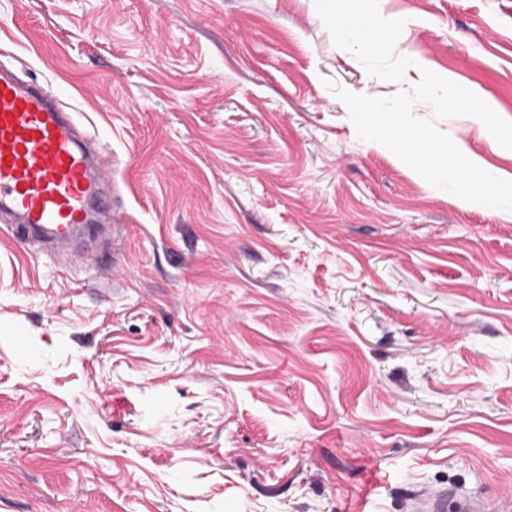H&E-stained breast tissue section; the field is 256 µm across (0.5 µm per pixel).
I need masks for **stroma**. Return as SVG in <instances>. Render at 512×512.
I'll list each match as a JSON object with an SVG mask.
<instances>
[{
    "label": "stroma",
    "mask_w": 512,
    "mask_h": 512,
    "mask_svg": "<svg viewBox=\"0 0 512 512\" xmlns=\"http://www.w3.org/2000/svg\"><path fill=\"white\" fill-rule=\"evenodd\" d=\"M403 81L315 0H0V64L112 159L79 258L0 234V512H406L512 492V211L357 136L333 80L427 68L512 121V0H378ZM512 180L476 118L436 119ZM408 511L446 512L448 510V493L442 491L417 492L408 499Z\"/></svg>",
    "instance_id": "obj_1"
}]
</instances>
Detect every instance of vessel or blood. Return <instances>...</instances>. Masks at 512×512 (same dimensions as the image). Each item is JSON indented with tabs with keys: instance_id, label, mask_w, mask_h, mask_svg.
Instances as JSON below:
<instances>
[{
	"instance_id": "obj_1",
	"label": "vessel or blood",
	"mask_w": 512,
	"mask_h": 512,
	"mask_svg": "<svg viewBox=\"0 0 512 512\" xmlns=\"http://www.w3.org/2000/svg\"><path fill=\"white\" fill-rule=\"evenodd\" d=\"M112 163L97 159L61 101L48 88L0 70V212L16 217L25 241L65 250L96 230L106 209ZM410 512H447L442 491L417 492ZM458 512H512V494H467Z\"/></svg>"
}]
</instances>
